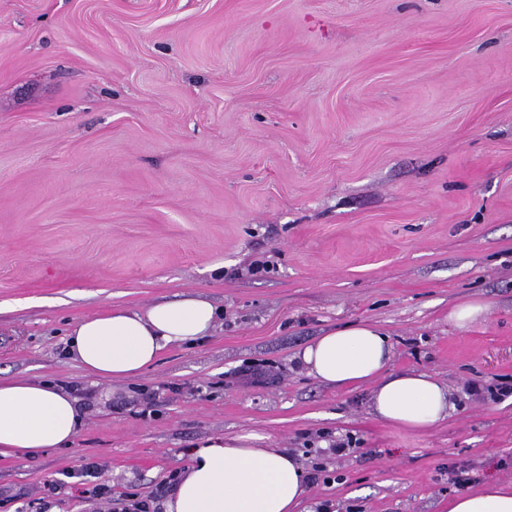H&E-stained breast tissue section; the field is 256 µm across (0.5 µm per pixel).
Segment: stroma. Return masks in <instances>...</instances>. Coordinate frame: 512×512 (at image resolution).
I'll return each instance as SVG.
<instances>
[{"mask_svg": "<svg viewBox=\"0 0 512 512\" xmlns=\"http://www.w3.org/2000/svg\"><path fill=\"white\" fill-rule=\"evenodd\" d=\"M212 302V336L93 380L76 320ZM486 302L460 331L452 306ZM370 323L457 409L412 433L295 363ZM83 400L72 445L0 457V512L155 495L211 438L302 454L338 512H448L451 472L512 483V0H0V379ZM156 395L146 417L124 409ZM104 464L85 475V459Z\"/></svg>", "mask_w": 512, "mask_h": 512, "instance_id": "35a3bbf8", "label": "stroma"}]
</instances>
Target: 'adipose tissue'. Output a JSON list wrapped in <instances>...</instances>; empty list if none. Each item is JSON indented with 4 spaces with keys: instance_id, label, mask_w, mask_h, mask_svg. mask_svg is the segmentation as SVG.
<instances>
[{
    "instance_id": "obj_1",
    "label": "adipose tissue",
    "mask_w": 512,
    "mask_h": 512,
    "mask_svg": "<svg viewBox=\"0 0 512 512\" xmlns=\"http://www.w3.org/2000/svg\"><path fill=\"white\" fill-rule=\"evenodd\" d=\"M218 310L190 297L142 309L115 306L80 318L67 353L102 380L142 374L165 348L211 335ZM295 359L319 382L349 388L374 382L370 408L381 422L423 432L448 419L456 403L447 384L421 371L390 372L393 345L371 324L328 331ZM84 414L80 399L49 382L0 379V457L68 446ZM190 463L172 487L164 512H308V471L281 448H251L243 436L189 449ZM448 512H512V484L488 483L450 498Z\"/></svg>"
}]
</instances>
